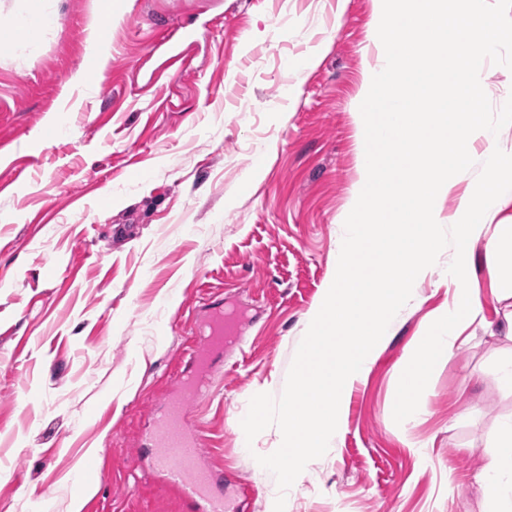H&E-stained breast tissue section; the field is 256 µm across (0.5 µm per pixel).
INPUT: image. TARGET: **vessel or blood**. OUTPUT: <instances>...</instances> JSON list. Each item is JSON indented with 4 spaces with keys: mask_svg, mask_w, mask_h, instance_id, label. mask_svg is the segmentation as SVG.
<instances>
[{
    "mask_svg": "<svg viewBox=\"0 0 512 512\" xmlns=\"http://www.w3.org/2000/svg\"><path fill=\"white\" fill-rule=\"evenodd\" d=\"M224 320L213 319L196 331V344L190 352L192 365H199L206 349L223 347ZM153 450L152 466L162 482L178 491L194 512H231L232 505L216 489L214 470L201 461L200 441L187 426L184 403L175 399L158 414L148 434Z\"/></svg>",
    "mask_w": 512,
    "mask_h": 512,
    "instance_id": "1",
    "label": "vessel or blood"
}]
</instances>
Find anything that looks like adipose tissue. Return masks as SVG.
I'll list each match as a JSON object with an SVG mask.
<instances>
[{
    "label": "adipose tissue",
    "mask_w": 512,
    "mask_h": 512,
    "mask_svg": "<svg viewBox=\"0 0 512 512\" xmlns=\"http://www.w3.org/2000/svg\"><path fill=\"white\" fill-rule=\"evenodd\" d=\"M496 446L478 475L484 488L481 512H512V420L500 425Z\"/></svg>",
    "instance_id": "adipose-tissue-1"
}]
</instances>
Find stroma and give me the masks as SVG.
I'll return each instance as SVG.
<instances>
[{"label":"stroma","instance_id":"stroma-1","mask_svg":"<svg viewBox=\"0 0 512 512\" xmlns=\"http://www.w3.org/2000/svg\"><path fill=\"white\" fill-rule=\"evenodd\" d=\"M121 3L97 58V0H45L37 46L0 34V512H69L89 458L106 464L100 512H185L145 437L180 387L181 351L220 311L244 312L242 339L212 353L186 411L225 496L271 512L279 489L256 458L281 434L248 445L240 422L252 396L282 394L333 273L358 179L354 100L377 62L373 2ZM175 28L185 69L169 75L156 45ZM98 63L112 89L89 95L74 78ZM474 282L484 325L398 424L405 359L452 298L440 271L416 286L285 512H480L473 475L512 417L496 374L512 296L496 299L480 255Z\"/></svg>","mask_w":512,"mask_h":512}]
</instances>
